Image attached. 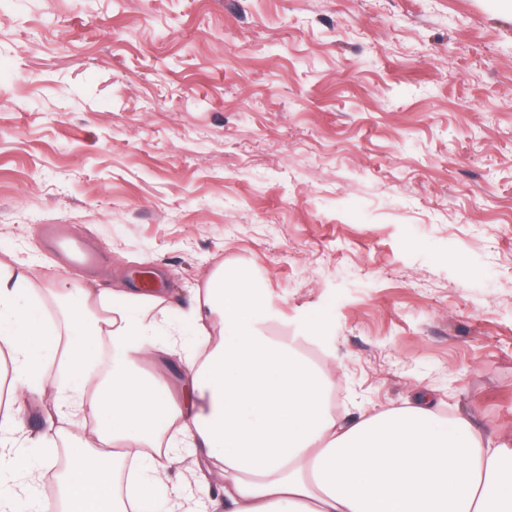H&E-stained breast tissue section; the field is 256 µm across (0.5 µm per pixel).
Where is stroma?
<instances>
[{"label":"stroma","mask_w":512,"mask_h":512,"mask_svg":"<svg viewBox=\"0 0 512 512\" xmlns=\"http://www.w3.org/2000/svg\"><path fill=\"white\" fill-rule=\"evenodd\" d=\"M0 256L225 267L337 410L512 448V0H0Z\"/></svg>","instance_id":"stroma-1"}]
</instances>
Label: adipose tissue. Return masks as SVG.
<instances>
[{
  "label": "adipose tissue",
  "instance_id": "obj_1",
  "mask_svg": "<svg viewBox=\"0 0 512 512\" xmlns=\"http://www.w3.org/2000/svg\"><path fill=\"white\" fill-rule=\"evenodd\" d=\"M259 305L221 268L175 319L164 289L38 288L1 260L0 512L59 440L65 473L30 512H199L214 468L224 512H512V448L428 394L338 416L333 379L257 323ZM153 360L167 373L144 372ZM47 392L46 431L27 442L26 401ZM185 453L186 491L167 484Z\"/></svg>",
  "mask_w": 512,
  "mask_h": 512
}]
</instances>
